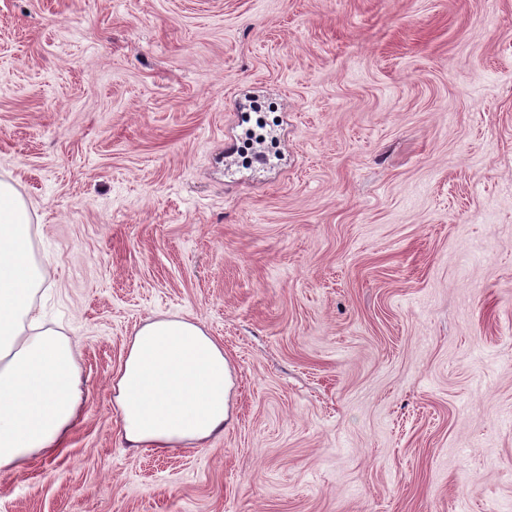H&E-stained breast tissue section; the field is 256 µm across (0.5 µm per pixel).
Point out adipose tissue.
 Here are the masks:
<instances>
[{"label": "adipose tissue", "mask_w": 512, "mask_h": 512, "mask_svg": "<svg viewBox=\"0 0 512 512\" xmlns=\"http://www.w3.org/2000/svg\"><path fill=\"white\" fill-rule=\"evenodd\" d=\"M29 212L0 181V472L59 447L83 399L70 341L38 330L34 294L42 270L25 255ZM230 374L223 349L195 323L147 322L116 378L127 442L205 443L223 431Z\"/></svg>", "instance_id": "1"}]
</instances>
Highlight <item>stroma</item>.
Returning <instances> with one entry per match:
<instances>
[{"mask_svg":"<svg viewBox=\"0 0 512 512\" xmlns=\"http://www.w3.org/2000/svg\"><path fill=\"white\" fill-rule=\"evenodd\" d=\"M0 181L84 390L0 512H512V0H0ZM159 318L233 370L203 444L124 439Z\"/></svg>","mask_w":512,"mask_h":512,"instance_id":"1","label":"stroma"}]
</instances>
